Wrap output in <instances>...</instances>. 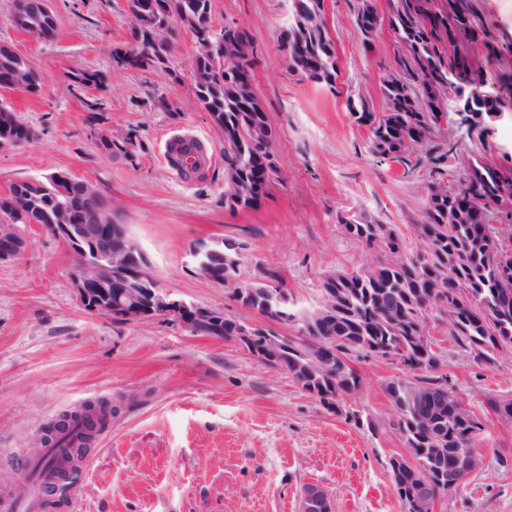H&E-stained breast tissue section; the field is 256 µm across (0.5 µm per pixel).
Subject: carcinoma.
<instances>
[{"mask_svg":"<svg viewBox=\"0 0 512 512\" xmlns=\"http://www.w3.org/2000/svg\"><path fill=\"white\" fill-rule=\"evenodd\" d=\"M156 12L139 17L143 0H128L129 11L139 19L133 28L134 41L144 30L161 24L180 26L182 12L197 15L191 33L199 39V30L208 29L213 38L239 34L236 27L216 29L211 25L210 0H157ZM323 0H292L293 21L286 36L291 38L289 68L301 79L331 85L336 77V47L326 26L310 24V16L321 11ZM386 17L397 37L400 49L395 67L400 71L395 81L382 82L385 110L373 112L364 103L348 105L355 122L369 128V148L382 159L404 166V173L423 168L429 179L424 185V200L414 217L416 241L405 238L395 224L387 225V242L376 238L378 222L363 216L342 221L343 230L372 254L371 263L351 270H338L333 277L336 309L329 330L333 336L332 357L325 371L308 381L306 371L321 359L327 333L300 327V336L288 339L281 358L270 367L287 372L304 382L303 388L328 412L340 414L342 396L350 385L360 380L350 365L352 359L371 358L378 351L384 355L394 350L406 371L386 383L385 390L398 411L396 430L411 454V462L392 472L393 485L403 512H414L411 493L415 490L417 470L422 466L438 474L443 484L453 475L451 460L459 448L474 447L473 439L482 433L477 415L457 399L440 360L431 348L419 349L415 336L418 327L431 318L448 329L455 343L477 363L490 366L497 355L512 345V281L502 275L512 272V250L499 240L500 209L498 201L512 195V179L499 170L478 161L460 179L458 192L449 193L448 159L457 155L466 135L443 137L437 125L438 113L422 105L418 96L428 83L448 79V66H455L463 77L469 49L448 56V37L458 23L470 25L476 42L485 49L487 74L495 81L501 59L512 57V44L500 43L480 11L477 0H387ZM34 23L43 39L56 31L55 17L40 15ZM171 43L142 50L133 63L147 68L172 57ZM253 60L247 58L239 72L224 67V51L218 47L200 58L192 73L193 92L205 111L224 116V130L230 134L224 149L226 178L224 204L231 209L251 208L264 189L254 178L253 160L259 158L261 144L249 134V126L267 120L262 102L254 93L246 72ZM0 85L35 93L40 77L28 61L5 45H0ZM512 107V93L499 90L482 103V133H490L498 112ZM15 112L0 99V139L29 143L38 138L35 130L15 122ZM32 194V214L22 223H47V215L59 209L72 212L76 223H94L93 207L79 198L78 183H73L69 198L58 195L55 183L44 178L38 185L27 180L11 184ZM482 203H475V199ZM224 278L238 273V252L229 245L218 253H207ZM287 289L275 270L266 272L265 281L250 286L247 305L267 316H288ZM492 412L503 409L500 421L512 423V399H488ZM112 408L105 403L92 407L90 414L71 412L53 427L47 439L52 441L71 424L82 421L86 432L83 443L70 455L81 458L93 435L101 431Z\"/></svg>","mask_w":512,"mask_h":512,"instance_id":"carcinoma-1","label":"carcinoma"}]
</instances>
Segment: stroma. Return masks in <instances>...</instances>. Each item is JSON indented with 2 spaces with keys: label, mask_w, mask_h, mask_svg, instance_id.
<instances>
[{
  "label": "stroma",
  "mask_w": 512,
  "mask_h": 512,
  "mask_svg": "<svg viewBox=\"0 0 512 512\" xmlns=\"http://www.w3.org/2000/svg\"><path fill=\"white\" fill-rule=\"evenodd\" d=\"M127 3L51 0L57 34L44 42L17 30L11 0H0V45L41 76L37 93L0 94L39 134L0 152V193L56 171L95 182L119 205L120 222L162 287L247 322L256 316L232 300L230 286L196 275L195 243L238 244L244 281L266 267L278 270L289 308L300 314L319 306L323 273L370 260L344 233L343 219L365 215L411 235L427 172L408 175L373 155L367 128L348 110L353 98L384 109L382 77L397 51L389 24L364 47L353 24L357 0H326L339 68L331 88L288 67L280 35L291 0H211L213 26L249 36L253 86L275 136L274 178L254 207L232 210L224 204V133L184 67L195 49L192 33L180 31L166 64L117 66L116 50H137ZM83 71L97 73L99 84L71 86L72 74ZM133 130L142 144L137 165L101 149L99 136ZM176 133L200 137L213 156L189 179L165 157L164 143ZM25 233L27 254L0 264V472L24 476L35 437L62 413L99 398L116 408L74 493L53 500L52 512H297L308 484L328 491L334 512H401L390 460L407 450L390 425L385 391L393 365L352 360L361 389L343 414L329 413L286 372L235 342L88 313L73 286V253L37 225ZM433 337L458 397L484 426L480 470L434 512H512V425L486 404L491 396L512 398V352L484 367L445 329ZM502 456L508 466L499 465Z\"/></svg>",
  "instance_id": "35a3bbf8"
}]
</instances>
